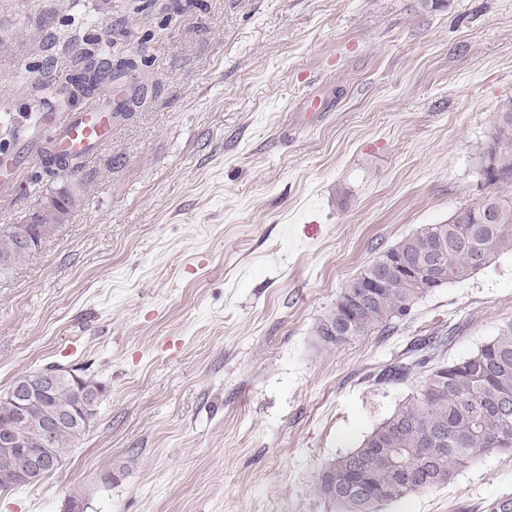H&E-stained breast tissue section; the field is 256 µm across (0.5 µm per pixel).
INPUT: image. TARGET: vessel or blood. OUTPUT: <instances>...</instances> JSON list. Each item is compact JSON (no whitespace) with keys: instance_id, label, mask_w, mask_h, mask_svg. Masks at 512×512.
<instances>
[{"instance_id":"b4317fda","label":"vessel or blood","mask_w":512,"mask_h":512,"mask_svg":"<svg viewBox=\"0 0 512 512\" xmlns=\"http://www.w3.org/2000/svg\"><path fill=\"white\" fill-rule=\"evenodd\" d=\"M120 102L117 96L108 106L94 99L80 112L55 110L38 113L36 122L53 152L66 153L85 161L111 142L114 107Z\"/></svg>"}]
</instances>
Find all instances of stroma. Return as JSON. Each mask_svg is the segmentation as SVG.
I'll return each mask as SVG.
<instances>
[{"label": "stroma", "instance_id": "obj_1", "mask_svg": "<svg viewBox=\"0 0 512 512\" xmlns=\"http://www.w3.org/2000/svg\"><path fill=\"white\" fill-rule=\"evenodd\" d=\"M136 63L142 103L75 173L26 165L32 113L80 57ZM323 117L307 122L306 97ZM512 97V0H0V225L63 187L80 204L0 279V393L75 369L98 414L0 512H335L323 467L420 383L410 343L470 355L512 321V249L436 289L393 335L316 327L375 256L482 196L478 152ZM512 450L381 512H488Z\"/></svg>", "mask_w": 512, "mask_h": 512}]
</instances>
